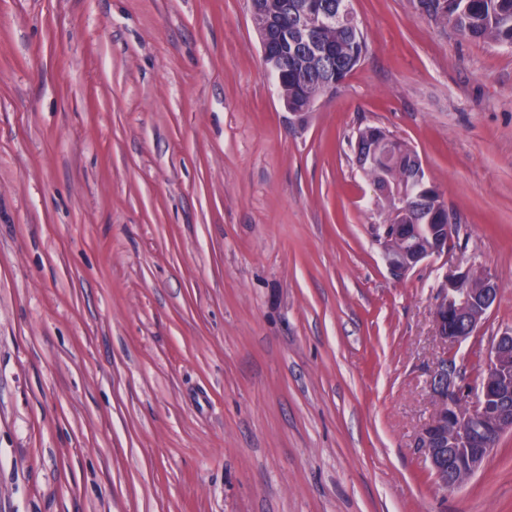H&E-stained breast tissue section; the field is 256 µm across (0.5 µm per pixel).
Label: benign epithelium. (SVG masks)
Listing matches in <instances>:
<instances>
[{
	"label": "benign epithelium",
	"instance_id": "obj_1",
	"mask_svg": "<svg viewBox=\"0 0 512 512\" xmlns=\"http://www.w3.org/2000/svg\"><path fill=\"white\" fill-rule=\"evenodd\" d=\"M398 212L395 208L389 213L381 240L389 269L401 277L448 249L453 225L450 212L443 211L446 223L426 225L428 236L406 234L403 225L394 223ZM471 274L470 267L449 270L438 288L433 310L435 333L443 350L432 369L431 393L442 411L425 424L420 447L425 449L435 478L446 489L456 487L448 473L462 451H467L468 470L474 474L492 453L481 446V436L490 431L499 435L512 431V327L493 339L484 360V380L476 388L458 379L454 358L448 355V345L476 335L498 296L499 280L494 274L484 273L474 288L469 287Z\"/></svg>",
	"mask_w": 512,
	"mask_h": 512
}]
</instances>
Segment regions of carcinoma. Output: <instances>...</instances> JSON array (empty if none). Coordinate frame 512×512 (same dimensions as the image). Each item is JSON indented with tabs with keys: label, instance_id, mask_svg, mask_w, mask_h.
I'll return each instance as SVG.
<instances>
[{
	"label": "carcinoma",
	"instance_id": "cac0c4a2",
	"mask_svg": "<svg viewBox=\"0 0 512 512\" xmlns=\"http://www.w3.org/2000/svg\"><path fill=\"white\" fill-rule=\"evenodd\" d=\"M344 0H254L257 13L264 15L266 27L259 37L267 42L262 56L267 68L277 65L278 85L283 103L296 112L311 111L315 102L333 86H341L366 53L365 37L357 23H321L310 28L312 43L285 40V31L301 19L305 6L316 4L315 14L338 11ZM417 8L435 21L451 23L463 37L512 47V0H416ZM371 137L389 148L394 163L377 157L362 167L374 182L386 169L388 182L404 188L405 201L397 223L426 232L427 210L438 199L425 180L414 179L416 153L403 141L379 127L359 131L356 143Z\"/></svg>",
	"mask_w": 512,
	"mask_h": 512
}]
</instances>
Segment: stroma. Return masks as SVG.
I'll use <instances>...</instances> for the list:
<instances>
[{"mask_svg": "<svg viewBox=\"0 0 512 512\" xmlns=\"http://www.w3.org/2000/svg\"><path fill=\"white\" fill-rule=\"evenodd\" d=\"M368 50L306 121L250 0H0V512H512V432L446 489L418 439L444 274L512 327V48L351 0ZM458 231L394 277L360 129Z\"/></svg>", "mask_w": 512, "mask_h": 512, "instance_id": "stroma-1", "label": "stroma"}]
</instances>
